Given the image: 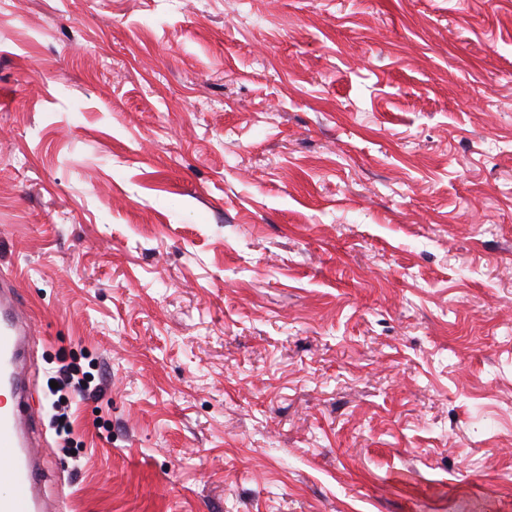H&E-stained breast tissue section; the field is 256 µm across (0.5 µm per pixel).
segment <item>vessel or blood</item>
Listing matches in <instances>:
<instances>
[{
    "label": "vessel or blood",
    "mask_w": 512,
    "mask_h": 512,
    "mask_svg": "<svg viewBox=\"0 0 512 512\" xmlns=\"http://www.w3.org/2000/svg\"><path fill=\"white\" fill-rule=\"evenodd\" d=\"M34 333L15 279L0 274V512H46L37 477L48 460L35 442L38 416L30 411L25 354Z\"/></svg>",
    "instance_id": "vessel-or-blood-1"
}]
</instances>
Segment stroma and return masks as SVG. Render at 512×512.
Here are the masks:
<instances>
[{
  "instance_id": "1",
  "label": "stroma",
  "mask_w": 512,
  "mask_h": 512,
  "mask_svg": "<svg viewBox=\"0 0 512 512\" xmlns=\"http://www.w3.org/2000/svg\"><path fill=\"white\" fill-rule=\"evenodd\" d=\"M0 272L57 512H512V0H0ZM58 373L57 376L51 377L49 380V382L55 381L58 383L57 388H52L49 383L51 392L58 393L65 388H72V391H77L87 396L96 394V387L91 389L94 377L89 372H83L77 366L64 365ZM75 377H77L76 382H74Z\"/></svg>"
}]
</instances>
